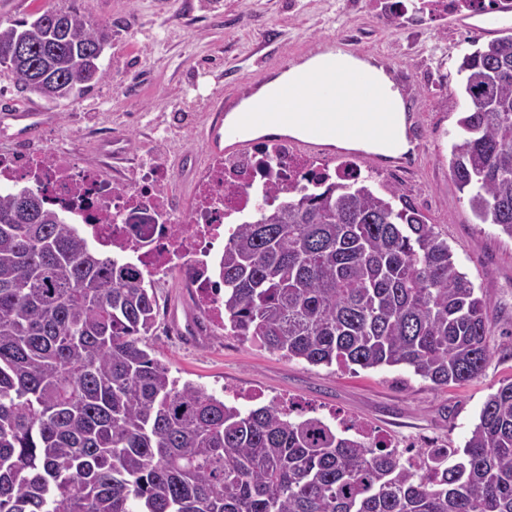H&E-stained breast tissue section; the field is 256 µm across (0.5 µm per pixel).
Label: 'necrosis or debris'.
<instances>
[{
	"label": "necrosis or debris",
	"instance_id": "1",
	"mask_svg": "<svg viewBox=\"0 0 512 512\" xmlns=\"http://www.w3.org/2000/svg\"><path fill=\"white\" fill-rule=\"evenodd\" d=\"M474 0H421L418 7L378 0V15L408 19L417 28L423 15L443 16L475 10ZM324 176L349 175L351 163L319 165L295 154L287 141L278 139L255 146L252 152L224 156L210 154L196 170L191 194L184 206H175L172 172L142 156L136 175L127 181L108 179L91 165L47 151L36 155L25 150L0 153V190L21 184L40 187L52 205L65 211L98 245L117 252L151 275L176 266L190 271L188 285L207 310V330L224 329L222 289L213 278L221 257L224 223L244 221L252 207L255 188H284L312 169ZM182 233H174L177 224Z\"/></svg>",
	"mask_w": 512,
	"mask_h": 512
}]
</instances>
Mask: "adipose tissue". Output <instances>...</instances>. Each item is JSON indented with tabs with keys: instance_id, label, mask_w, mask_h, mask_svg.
Listing matches in <instances>:
<instances>
[{
	"instance_id": "ef3b65f1",
	"label": "adipose tissue",
	"mask_w": 512,
	"mask_h": 512,
	"mask_svg": "<svg viewBox=\"0 0 512 512\" xmlns=\"http://www.w3.org/2000/svg\"><path fill=\"white\" fill-rule=\"evenodd\" d=\"M363 76L367 77L369 85L379 94L376 110L381 124L387 130L386 135L380 139L367 137L361 130L360 114L366 106L354 81ZM327 82L335 83L342 97L355 101L354 112L336 132L337 141L349 142L353 146L385 156L398 155L408 150L402 98L393 81L382 69L339 49L315 55L288 68L260 86L249 99L241 102L239 111L258 112L262 115L260 123L248 125V132L254 135L269 129L268 113L304 111L316 90Z\"/></svg>"
}]
</instances>
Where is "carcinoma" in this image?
I'll return each instance as SVG.
<instances>
[{"mask_svg": "<svg viewBox=\"0 0 512 512\" xmlns=\"http://www.w3.org/2000/svg\"><path fill=\"white\" fill-rule=\"evenodd\" d=\"M112 33L47 9L0 26V65L49 103L101 82ZM462 56L469 99L450 169L477 219L512 238V34ZM24 48L14 58L13 49ZM256 193L218 261L224 330L311 365H404L436 386L481 375L488 300L424 214L371 176ZM0 193V512H512V381L460 461L409 464L274 403L248 412L150 357L149 275L106 257L51 207Z\"/></svg>", "mask_w": 512, "mask_h": 512, "instance_id": "1", "label": "carcinoma"}]
</instances>
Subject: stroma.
<instances>
[{
    "mask_svg": "<svg viewBox=\"0 0 512 512\" xmlns=\"http://www.w3.org/2000/svg\"><path fill=\"white\" fill-rule=\"evenodd\" d=\"M52 6L111 26L101 58L107 76L53 106L20 89L0 66L1 108L52 115L30 141L16 122H1L0 152L23 142L35 153L62 147L88 161L105 134L126 145L118 165L129 169L147 143L168 132L186 150H205L201 118L217 97L269 78L341 36L355 37L358 55L385 56L397 75L411 79L419 98L416 170L400 178L370 156L354 162L371 173L376 188L398 190L426 216L447 239L457 268L486 296L491 357L477 380L437 386L403 365L314 366L236 336L184 334L205 314L181 270L155 277L159 313L143 342L172 376L241 409L283 402L360 426L399 450L412 441L423 449H452L448 462L456 464L486 399L512 379V238L477 223L449 169L457 121L468 106L458 64L472 38L485 42L512 30V14H480L467 25L452 15L426 17L415 33L385 24L369 0H0V23L30 20Z\"/></svg>",
    "mask_w": 512,
    "mask_h": 512,
    "instance_id": "35a3bbf8",
    "label": "stroma"
}]
</instances>
